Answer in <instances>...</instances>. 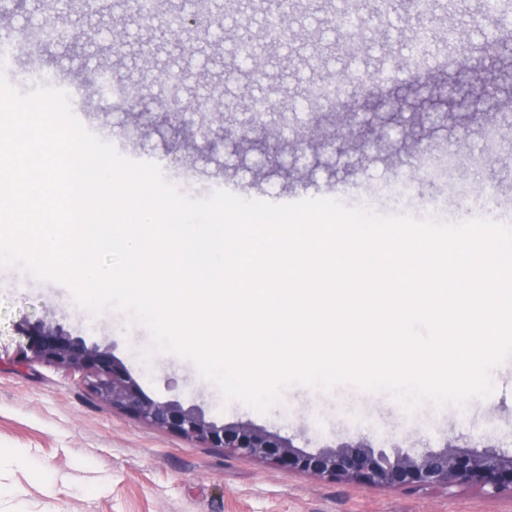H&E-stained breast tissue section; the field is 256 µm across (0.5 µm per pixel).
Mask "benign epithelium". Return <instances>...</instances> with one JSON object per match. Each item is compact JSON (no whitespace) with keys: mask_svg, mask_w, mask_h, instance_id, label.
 <instances>
[{"mask_svg":"<svg viewBox=\"0 0 512 512\" xmlns=\"http://www.w3.org/2000/svg\"><path fill=\"white\" fill-rule=\"evenodd\" d=\"M210 24L211 12L200 8L187 18L183 30L202 32ZM231 125L232 130L220 126L205 129L202 135L222 138L234 131L251 133L261 126L266 136L273 138L281 130L274 120L259 124L247 108ZM26 335L27 351L33 359L80 377L103 403L189 444L221 448L282 470L371 487L478 488L494 494L512 493V442L489 445L470 439L458 445L447 439L439 450L415 451L395 445L388 451L357 438L306 451L291 438L251 423L218 424L178 400L149 398L109 348L88 343L52 320L30 324Z\"/></svg>","mask_w":512,"mask_h":512,"instance_id":"obj_1","label":"benign epithelium"}]
</instances>
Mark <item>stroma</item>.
I'll use <instances>...</instances> for the list:
<instances>
[{
    "mask_svg": "<svg viewBox=\"0 0 512 512\" xmlns=\"http://www.w3.org/2000/svg\"><path fill=\"white\" fill-rule=\"evenodd\" d=\"M269 6V0H238L218 46L207 34L160 42L132 21L119 48L102 33L97 16H59L30 5L0 8V38L14 42L16 73L51 72L72 84L98 137L119 153L162 159L167 181L194 198L208 197L218 184L238 197L277 204L331 198L348 207L373 196L379 184L411 177L416 154L398 142L396 130L370 124L369 116L407 107L417 90L439 78L474 92L491 85L493 112L512 116V41L488 42L475 32L465 46L449 44V27L472 24L460 0H441L435 13L438 37L428 49V72L391 83L378 82L377 75L395 69L408 53L418 25L412 13L401 8L379 16L371 0H296L290 26L298 39L291 48L264 38L258 21ZM342 9L359 19L358 40L367 52L328 53L340 37L336 13ZM33 24L63 30L66 37L48 50L32 51L23 29ZM246 31L252 35L247 44L241 40ZM105 69L117 73L118 85L139 99L138 107L92 95ZM201 72L220 101L212 126L222 125L250 98L262 97L276 102L289 129L313 133L346 126L343 153L321 147L313 136L299 146L286 137L272 164L262 133L242 147L231 138L203 140L197 133L202 118L193 109ZM325 75L337 77L344 88L338 103L305 100L304 87ZM452 113L447 127L424 138L423 146L464 156L478 152L487 129L483 113L458 106ZM366 137L380 138L385 151L365 155ZM452 182L459 193L449 192ZM372 209L512 224V168L492 158L479 172L436 178L433 189L414 186L404 203L375 198ZM45 318L87 342L111 346L151 399L200 407L219 423L250 422L293 438L307 451L354 435L380 448L402 442L437 447L445 438L466 440L475 431L490 444L512 435V359L499 365L493 390L482 401L424 402L410 411L390 393H366L349 383L329 392L290 384L262 414L225 400L191 361L153 350L148 330L129 324L125 314L111 308L90 314L74 303L68 287L13 266L0 268V512H46L51 505L58 512H512L507 493L334 483L187 444L103 405L79 377L22 362L26 324Z\"/></svg>",
    "mask_w": 512,
    "mask_h": 512,
    "instance_id": "1",
    "label": "stroma"
}]
</instances>
